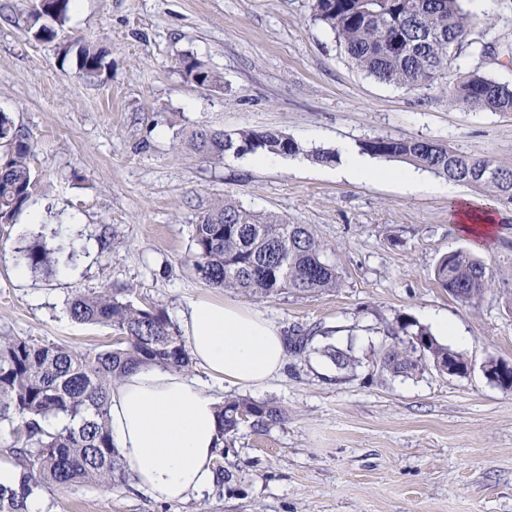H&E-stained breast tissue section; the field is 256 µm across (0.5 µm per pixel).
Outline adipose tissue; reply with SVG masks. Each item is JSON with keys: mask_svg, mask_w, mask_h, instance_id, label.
<instances>
[{"mask_svg": "<svg viewBox=\"0 0 512 512\" xmlns=\"http://www.w3.org/2000/svg\"><path fill=\"white\" fill-rule=\"evenodd\" d=\"M341 176L357 181L388 177L423 190L411 168L373 165L348 145L340 148ZM461 231L485 236L495 222L490 209L449 191ZM183 328L195 362L224 383L264 387L278 378L287 359L281 328L262 313L198 297L188 304ZM110 427L133 486L144 496L174 503L202 495L216 481L215 454L222 444L213 397L181 372L140 368L110 393Z\"/></svg>", "mask_w": 512, "mask_h": 512, "instance_id": "obj_1", "label": "adipose tissue"}]
</instances>
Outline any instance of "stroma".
I'll return each mask as SVG.
<instances>
[{
  "label": "stroma",
  "instance_id": "obj_1",
  "mask_svg": "<svg viewBox=\"0 0 512 512\" xmlns=\"http://www.w3.org/2000/svg\"><path fill=\"white\" fill-rule=\"evenodd\" d=\"M312 0H82L57 41L34 38L38 0H0V112L37 145L42 183L32 203L79 234L77 271L18 275V251L40 230L29 213L0 226V335L31 336L79 351L110 345L112 329L80 324L72 290L128 285L134 300L180 325L199 296L263 313L284 336L314 331V351L288 357L264 388L224 385L200 366L190 377L215 399L273 401L286 421L264 432L243 424L217 459L222 474L203 498L155 501L132 485L55 487L45 512H512V391L491 384L488 359L512 362V204L494 203L478 241L451 221L439 192L388 179L336 177L318 150L375 138L436 141L512 167V112H475L439 90L408 92L365 75L314 21ZM102 45L112 62L83 78L59 42ZM220 73L201 87L181 61ZM271 130L293 138L304 164L265 167L249 156L215 160L192 149L201 127ZM308 224L340 272L338 290L252 300L199 281L185 257L194 224L215 200ZM480 259L492 286L471 303L434 280L445 253ZM433 328L473 370L428 369L379 381L369 368L339 378L320 357L327 343L371 358L396 316Z\"/></svg>",
  "mask_w": 512,
  "mask_h": 512
}]
</instances>
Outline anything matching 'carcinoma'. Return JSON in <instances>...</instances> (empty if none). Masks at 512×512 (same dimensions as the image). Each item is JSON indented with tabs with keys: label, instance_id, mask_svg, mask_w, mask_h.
<instances>
[{
	"label": "carcinoma",
	"instance_id": "1",
	"mask_svg": "<svg viewBox=\"0 0 512 512\" xmlns=\"http://www.w3.org/2000/svg\"><path fill=\"white\" fill-rule=\"evenodd\" d=\"M74 0H40L31 15L34 37L53 41L68 20ZM314 20L334 33L348 58L366 75L408 92L435 87L471 111L512 112V86L478 70L460 71L465 58L480 60L498 44L485 34L465 41L471 15L462 0H312ZM75 54L87 79L100 76L106 51L76 39L59 54ZM186 76L198 84L222 88L223 77L196 58L183 60ZM36 145L29 132L0 112V225L16 222L41 189L31 160ZM193 148L214 158L247 153L295 155L299 145L288 135L261 130H200ZM374 157L405 162L437 177L485 190L512 204V168L474 158L448 146L419 139L377 138L360 144ZM55 243L42 241L19 251L32 270L53 274L78 265L82 248L57 229ZM188 256L199 280L231 288L248 298L282 294L317 295L341 287L336 267L324 259L325 248L307 224H290L260 216L230 199H221L194 226ZM434 276L454 299L467 303L483 295L491 279L483 263L457 249L438 262ZM130 288L76 290L68 299L70 317L80 323L111 328L115 344L79 352L65 345L19 336H0V424L15 436L11 448L22 473L18 491L0 487V512H25L30 495L51 486L92 484L112 487L125 470L109 429L112 384L139 367L185 371L192 365L185 342L164 309L138 305ZM372 367L384 378H410L438 363L464 354L440 343L425 327L399 317L388 327ZM339 373H354L361 361L351 345L323 349ZM64 416L68 423L48 430L40 421ZM222 434L235 435L244 423L259 431L282 424L286 413L271 402L230 395L219 405Z\"/></svg>",
	"mask_w": 512,
	"mask_h": 512
}]
</instances>
